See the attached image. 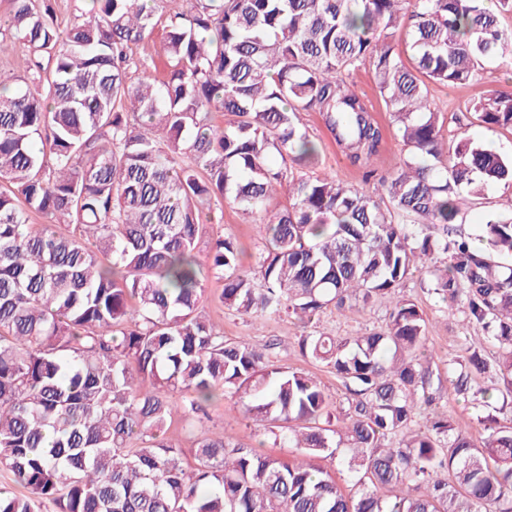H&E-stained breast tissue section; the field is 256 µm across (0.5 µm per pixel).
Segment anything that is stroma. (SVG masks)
I'll list each match as a JSON object with an SVG mask.
<instances>
[{"mask_svg":"<svg viewBox=\"0 0 512 512\" xmlns=\"http://www.w3.org/2000/svg\"><path fill=\"white\" fill-rule=\"evenodd\" d=\"M349 81L372 104L384 130L383 145L375 161L376 172L385 178L393 177L406 158V153L399 143L400 135L397 128L368 69L353 71L349 75ZM472 95L473 89L469 86L430 85V105L445 116V140L452 141L457 135L464 134L488 146L504 158H512V129L489 128L480 124L474 114L467 110ZM299 122L302 128L317 138L321 144L319 170L330 171L341 182L367 192L372 191V184L364 182L361 170L350 166L336 147L317 113H300ZM491 211H512V185L500 183L490 187L482 195L474 197L470 208L458 220L462 233L471 241H478L483 219L486 213ZM219 230L231 236L244 248L245 265L255 264L263 248L258 227L243 216L232 203H225L224 219L220 225H201L200 245H208ZM223 288L224 282L220 279L211 277L205 283L206 313L223 330L225 337L259 344L273 343L271 357L274 361L309 371L329 395L332 409L347 408L351 394L344 382L326 365L305 360L299 350V341L301 337L317 330L346 337L380 329L385 323V304L375 302L365 305L357 302L341 312L326 311L317 324L311 325L285 313L263 318L237 314L220 303L219 296ZM400 293L415 301L422 310L428 322L426 348L440 368H447L449 361L464 354L471 346L478 348L483 358L491 357L494 347L488 342L483 328L465 319L461 304L449 305L434 295L428 275L417 273L410 276L402 283ZM435 391V401L423 411L421 417H418V424L423 425L434 417L445 416L453 422L457 430L476 439L483 435L488 420H495L501 426L512 424V403L505 405L494 399L484 407L475 405L471 398L457 395L451 381L448 380L436 385ZM205 432L223 435L225 441L236 446L275 452L288 461L296 454L295 449L275 445L274 437L269 430L248 417L241 404L231 396L210 406L209 417L203 422L188 424L179 419L174 420L168 426L166 436L173 444L183 448L184 462L190 465L194 462L192 449L196 446L198 437Z\"/></svg>","mask_w":512,"mask_h":512,"instance_id":"35a3bbf8","label":"stroma"}]
</instances>
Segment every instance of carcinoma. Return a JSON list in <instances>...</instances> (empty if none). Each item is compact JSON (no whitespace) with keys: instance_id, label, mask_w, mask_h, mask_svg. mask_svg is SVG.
<instances>
[{"instance_id":"carcinoma-1","label":"carcinoma","mask_w":512,"mask_h":512,"mask_svg":"<svg viewBox=\"0 0 512 512\" xmlns=\"http://www.w3.org/2000/svg\"><path fill=\"white\" fill-rule=\"evenodd\" d=\"M86 2L63 23L51 0H10L0 22V48L25 62L0 71V469L29 491L0 492V512H512V426L477 441L446 416L417 427L441 371L423 312L398 293L435 264L433 293L464 299L498 345L492 365L466 358L456 392L487 399L471 380L492 368L512 399V216H486V250L455 228L471 197L512 184V160L470 138L442 160L428 100L431 83L477 84L480 62L512 44L498 24L512 0H415L409 13L407 0H189L174 13L167 0ZM404 18L399 51L390 30ZM160 24L162 81L129 54ZM365 65L410 151L374 194L309 174L319 143L297 117L318 113L370 181L382 128L347 83ZM470 111L512 128V88L478 92ZM284 186L288 205L270 208ZM226 200L260 225L254 273L228 236L200 254L198 229L221 223ZM209 276L248 316L311 323L388 302L375 332L299 342L353 385L348 409L332 413L309 372L274 364L267 346L224 338L203 304ZM219 393L288 424L299 458L205 433L186 468L165 426ZM314 458L342 459L351 489Z\"/></svg>"}]
</instances>
